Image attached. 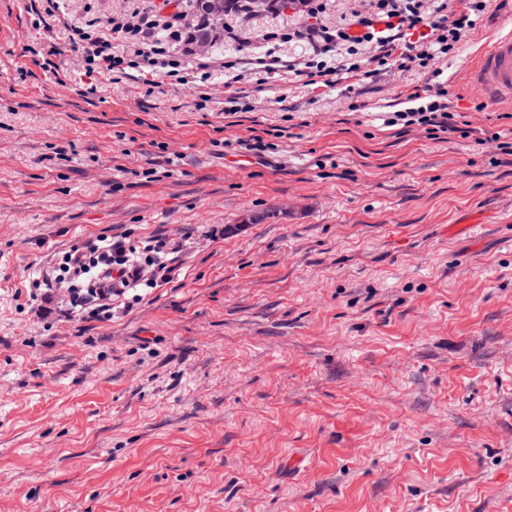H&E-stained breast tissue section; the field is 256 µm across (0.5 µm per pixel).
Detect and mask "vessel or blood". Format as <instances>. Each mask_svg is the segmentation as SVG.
Instances as JSON below:
<instances>
[{
  "label": "vessel or blood",
  "instance_id": "obj_1",
  "mask_svg": "<svg viewBox=\"0 0 512 512\" xmlns=\"http://www.w3.org/2000/svg\"><path fill=\"white\" fill-rule=\"evenodd\" d=\"M508 28L488 40L477 64L468 73L470 89L496 104L512 100V16Z\"/></svg>",
  "mask_w": 512,
  "mask_h": 512
}]
</instances>
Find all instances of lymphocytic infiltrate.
I'll list each match as a JSON object with an SVG mask.
<instances>
[{
  "instance_id": "lymphocytic-infiltrate-1",
  "label": "lymphocytic infiltrate",
  "mask_w": 512,
  "mask_h": 512,
  "mask_svg": "<svg viewBox=\"0 0 512 512\" xmlns=\"http://www.w3.org/2000/svg\"><path fill=\"white\" fill-rule=\"evenodd\" d=\"M491 0H368L366 7L351 12L333 25L322 15L325 0H305L306 21L288 31H273L269 40L299 41L305 46L300 58L282 61L273 51L252 58L257 74L272 75L288 68L305 85L332 88L343 79L360 81L397 69L438 73L439 64L458 51L464 38L477 27ZM178 15L161 13L114 17L107 22L89 20L67 24L68 39L84 60L86 76H106L118 81L128 70L151 87L159 76L180 84L207 82L210 66L191 63L180 46L185 33ZM407 108L387 119L401 130H424L436 139L452 135L469 137L460 126L444 89L425 93L414 87ZM179 243L157 233L139 243L128 236H96L77 241L58 257L52 270L38 273L26 286L28 303H53L60 290L68 298L61 314L69 319L108 322L113 303L141 288H158L175 275Z\"/></svg>"
}]
</instances>
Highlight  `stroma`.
<instances>
[{"label": "stroma", "instance_id": "35a3bbf8", "mask_svg": "<svg viewBox=\"0 0 512 512\" xmlns=\"http://www.w3.org/2000/svg\"><path fill=\"white\" fill-rule=\"evenodd\" d=\"M24 6L0 0V512H512V155L491 139L512 103L467 84L512 0L442 65L473 130L445 141L383 123L414 71L359 96L285 70L90 95L63 24ZM224 21L258 53L302 19ZM158 232L178 276L111 322L15 297L78 240Z\"/></svg>", "mask_w": 512, "mask_h": 512}]
</instances>
